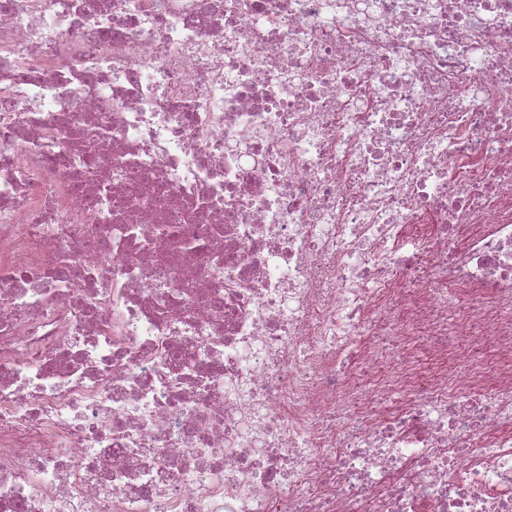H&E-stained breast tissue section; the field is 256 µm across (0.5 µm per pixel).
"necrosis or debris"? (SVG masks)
Segmentation results:
<instances>
[{"label":"necrosis or debris","mask_w":512,"mask_h":512,"mask_svg":"<svg viewBox=\"0 0 512 512\" xmlns=\"http://www.w3.org/2000/svg\"><path fill=\"white\" fill-rule=\"evenodd\" d=\"M0 512H512V0H0Z\"/></svg>","instance_id":"obj_1"}]
</instances>
